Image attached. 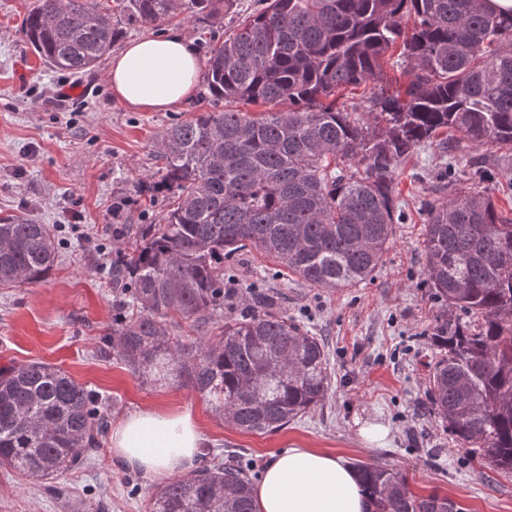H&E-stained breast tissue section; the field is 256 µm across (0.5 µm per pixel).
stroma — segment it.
<instances>
[{
	"label": "stroma",
	"mask_w": 512,
	"mask_h": 512,
	"mask_svg": "<svg viewBox=\"0 0 512 512\" xmlns=\"http://www.w3.org/2000/svg\"><path fill=\"white\" fill-rule=\"evenodd\" d=\"M34 0H0V215H23L59 230V258L39 283L0 288V366L42 361L67 372L110 402V425L140 408L191 411L205 437L202 459L229 455L258 483L272 453L319 448L351 464L399 471L417 496L436 494L464 512H512V474L473 460L426 408L429 370L437 351L426 339L439 314L426 285L425 226L420 213L442 159L427 147L399 175L403 219L371 280L351 288H312L297 278L269 283L281 313L324 343L331 390L323 405L272 434L229 425L193 389L147 385L115 358L107 341L117 311L108 281L112 230L158 224L163 196L140 190L158 170V136L170 123L209 109L206 80L168 112L119 103L108 82L111 55L73 78L45 66L20 33ZM259 0H234L222 18L126 25L113 16L120 52L136 38L178 30L199 54L225 35ZM385 428L369 442L360 431ZM159 481L122 470L110 440L63 477L31 484L0 468V512H144Z\"/></svg>",
	"instance_id": "1"
}]
</instances>
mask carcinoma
Here are the masks:
<instances>
[{
  "label": "carcinoma",
  "instance_id": "obj_1",
  "mask_svg": "<svg viewBox=\"0 0 512 512\" xmlns=\"http://www.w3.org/2000/svg\"><path fill=\"white\" fill-rule=\"evenodd\" d=\"M232 0H116L131 26L181 15L218 18ZM207 52L216 103L262 104L253 115L214 108L159 135L163 224L112 241L109 279L119 310L112 351L146 383L174 381L215 403L231 425L278 431L320 406L330 388L317 337L256 294L224 317L233 264L256 251L262 269L310 287L350 288L382 262L400 223L397 176L426 145L464 139L512 162V11L488 0H262ZM20 32L41 62L83 73L118 37L100 0H35ZM401 58L390 91L386 58ZM373 86L365 111L341 103ZM445 170L423 201L427 284L441 312L428 409L477 463L512 473V209ZM58 254L56 229L0 215V288L42 281ZM186 322L198 332L185 342ZM108 427L106 400L38 361L0 369V466L32 483L84 463ZM375 512H461L417 497L406 478L358 465ZM145 512H256L251 482L233 462L172 478Z\"/></svg>",
  "mask_w": 512,
  "mask_h": 512
}]
</instances>
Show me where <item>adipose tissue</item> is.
Returning <instances> with one entry per match:
<instances>
[{"label": "adipose tissue", "instance_id": "1", "mask_svg": "<svg viewBox=\"0 0 512 512\" xmlns=\"http://www.w3.org/2000/svg\"><path fill=\"white\" fill-rule=\"evenodd\" d=\"M200 71L199 53L174 30L129 42L112 60L108 81L116 100L164 112L192 95ZM202 431L190 412L153 408L129 414L112 431L117 467L152 479L192 470L203 447ZM257 512H372L356 471L341 456L312 448L272 454L255 487Z\"/></svg>", "mask_w": 512, "mask_h": 512}]
</instances>
